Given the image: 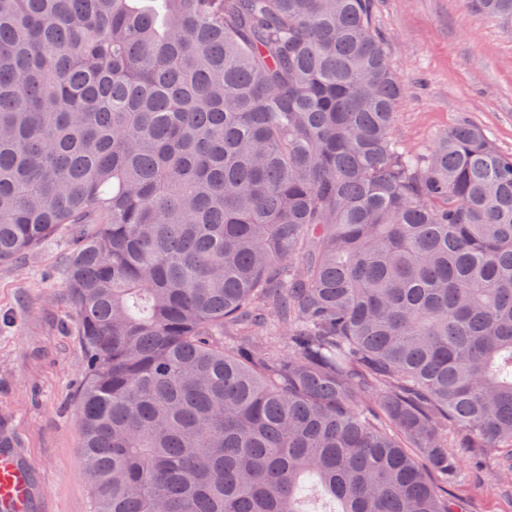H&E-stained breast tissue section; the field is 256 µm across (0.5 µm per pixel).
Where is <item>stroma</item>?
<instances>
[{"label": "stroma", "mask_w": 512, "mask_h": 512, "mask_svg": "<svg viewBox=\"0 0 512 512\" xmlns=\"http://www.w3.org/2000/svg\"><path fill=\"white\" fill-rule=\"evenodd\" d=\"M377 34L406 86L395 132L425 152L460 125L512 154V27L473 0H372ZM67 236L0 263V432L34 467L37 512H89L77 395L85 359L67 300ZM495 475L457 493L468 512H512Z\"/></svg>", "instance_id": "35a3bbf8"}]
</instances>
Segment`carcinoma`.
<instances>
[{"label": "carcinoma", "mask_w": 512, "mask_h": 512, "mask_svg": "<svg viewBox=\"0 0 512 512\" xmlns=\"http://www.w3.org/2000/svg\"><path fill=\"white\" fill-rule=\"evenodd\" d=\"M403 90L371 0H0V263L72 243L92 512L512 475V156L406 148Z\"/></svg>", "instance_id": "carcinoma-1"}]
</instances>
